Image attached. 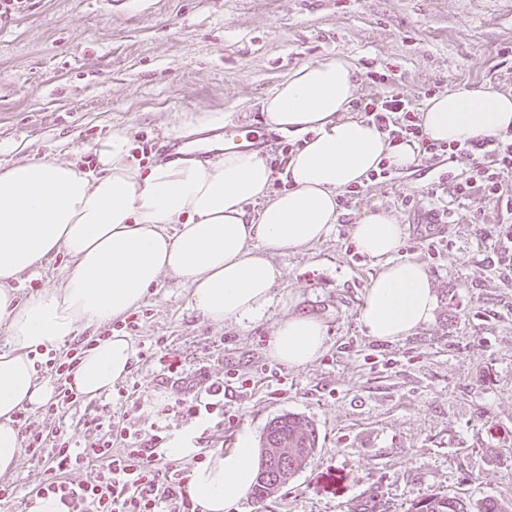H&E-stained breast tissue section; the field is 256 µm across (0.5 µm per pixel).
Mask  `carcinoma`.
Wrapping results in <instances>:
<instances>
[{"label": "carcinoma", "instance_id": "cac0c4a2", "mask_svg": "<svg viewBox=\"0 0 512 512\" xmlns=\"http://www.w3.org/2000/svg\"><path fill=\"white\" fill-rule=\"evenodd\" d=\"M314 426L302 417L283 415L272 421L263 436L262 461L249 492L260 505L274 496L314 456ZM407 512H472L470 503L450 494H427L410 504Z\"/></svg>", "mask_w": 512, "mask_h": 512}]
</instances>
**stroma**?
I'll return each instance as SVG.
<instances>
[{
	"label": "stroma",
	"instance_id": "obj_1",
	"mask_svg": "<svg viewBox=\"0 0 512 512\" xmlns=\"http://www.w3.org/2000/svg\"><path fill=\"white\" fill-rule=\"evenodd\" d=\"M512 0H25L0 18V166L33 153L86 162L90 146L127 132L142 164L176 137L184 112H229L235 127L265 126L261 103L302 64L343 54L391 73L407 96L437 86L512 93ZM447 163L419 158L370 181L340 213L332 233L276 254L274 300L257 322L216 325L169 276L101 336L129 331L140 356L121 381L130 395L84 399L61 422L30 410L33 427L59 428L90 445L84 423L131 417L142 438L193 428L207 450L234 447L250 430L296 414L313 424L317 448L265 512H405L429 493H450L512 512V226L497 199L457 203L434 224L422 196ZM417 198L416 208L403 197ZM385 210L404 228L399 258L429 271L433 320L412 336L378 341L360 322L376 274L352 243L363 214ZM310 316L326 347L301 368L267 353L276 324ZM129 319V320H130ZM163 342L182 365L164 374L145 351ZM224 385V404L194 416L183 400ZM28 452L10 477L21 512L36 486L53 480Z\"/></svg>",
	"mask_w": 512,
	"mask_h": 512
}]
</instances>
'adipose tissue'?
<instances>
[{"label": "adipose tissue", "mask_w": 512, "mask_h": 512, "mask_svg": "<svg viewBox=\"0 0 512 512\" xmlns=\"http://www.w3.org/2000/svg\"><path fill=\"white\" fill-rule=\"evenodd\" d=\"M359 87L346 56L291 71L262 102L271 129L295 138L282 172L258 151L232 147L207 164L165 161L141 167L129 136L112 132L94 149L97 169L50 155L0 170V477L12 474L21 445L16 414L45 404L53 386L38 364L82 329L140 307L169 275L188 285L195 308L215 324L259 320L273 301L279 271L271 255L327 238L339 217L337 197L364 184L382 161L416 164L413 141L389 144L373 123L352 115ZM421 123L433 142L456 143L512 130V94L450 91L429 98ZM280 191H272L274 181ZM403 229L386 211L352 229L357 251L377 273L360 322L374 339L394 342L428 324L436 295L426 265L397 258ZM66 255L64 284L19 296L28 273ZM324 324L291 316L273 330L267 352L291 368L325 348ZM137 357L129 336L112 332L83 351L69 380L91 398L111 392ZM260 467L253 433L212 453L190 473L201 512H229Z\"/></svg>", "instance_id": "obj_1"}]
</instances>
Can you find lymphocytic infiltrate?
Instances as JSON below:
<instances>
[{
  "instance_id": "f902f5d3",
  "label": "lymphocytic infiltrate",
  "mask_w": 512,
  "mask_h": 512,
  "mask_svg": "<svg viewBox=\"0 0 512 512\" xmlns=\"http://www.w3.org/2000/svg\"><path fill=\"white\" fill-rule=\"evenodd\" d=\"M366 78L379 91L359 98L355 107L389 140L410 138L418 142L424 155L465 165L464 175L449 170L431 183L427 189L431 204L446 200L476 205L493 197L512 215V192L505 187L512 177V131L462 143L432 142L424 134L416 99L386 90L387 74L370 69ZM76 361L72 354L44 363L46 373L58 383L54 401L45 406L49 417H59L65 408L82 400L66 382V373ZM17 424L32 457L59 474L58 480L41 484L39 494L59 496L68 512H196L188 493L189 470L166 461L159 439L147 441L128 433L124 448L116 450L107 433L91 447L82 448L73 437L61 432L32 428L26 412H18ZM93 459L99 460L100 466L84 481L65 480V473L86 467Z\"/></svg>"
}]
</instances>
